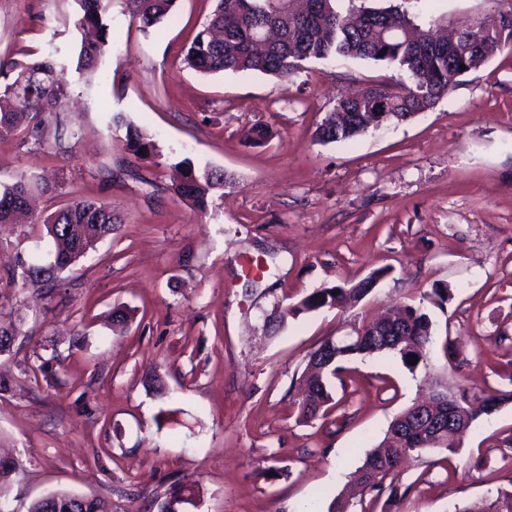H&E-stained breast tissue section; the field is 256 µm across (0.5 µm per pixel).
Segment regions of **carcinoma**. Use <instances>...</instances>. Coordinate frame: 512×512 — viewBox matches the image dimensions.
Masks as SVG:
<instances>
[{"label": "carcinoma", "instance_id": "obj_1", "mask_svg": "<svg viewBox=\"0 0 512 512\" xmlns=\"http://www.w3.org/2000/svg\"><path fill=\"white\" fill-rule=\"evenodd\" d=\"M80 13L74 20L78 30H93L96 38L82 41L76 70L91 76L98 71L108 46L107 25L103 22V0H76ZM340 0H218L216 10L187 48L183 63L200 74L227 71L260 72L276 77L290 76L310 60L360 58L396 66L405 79L395 86L373 84L359 98L336 99L329 114L314 131L321 143L353 139L376 128L378 113L387 114L385 122L402 123L419 112L433 108L448 96L457 78L481 67L496 53L512 50V10L500 23L489 27L476 20L457 35L436 39L434 22L424 26L396 7L376 8L360 3L343 11ZM177 0H125L140 28L149 32L166 18ZM222 34L212 39L207 31ZM465 69H460V65ZM59 64L44 58L27 63L0 58V136L15 133L26 121L24 140L40 142L52 127L63 122L56 105L69 88L58 77ZM129 149L141 159L158 166L162 151L158 144L140 133L128 130ZM175 167L180 178L173 192L205 213L214 194L235 185L234 177L218 167L198 168L184 159ZM58 187L42 184L28 172L0 185V224L43 226L50 238L47 256L23 260L20 271L7 273L6 283L25 289L41 290L52 297L63 271L95 250L97 244L112 236L121 219L112 215V205L76 199L65 207L36 217L30 200L36 194H50ZM383 271L376 270L362 281L348 287L315 288L296 305L298 312L324 307L348 309L357 306L376 287ZM452 299L450 288L435 286L421 293L419 304H407L406 316L399 322L383 316L358 322L360 332L347 340H324L309 355L308 374L291 404L298 418L310 421L326 418L332 408V380L338 378L345 364L357 358L384 354L407 368V357L427 363L433 344L432 321L424 312L429 303L444 309ZM500 397L466 388L448 392V382L436 387L423 404L412 402L389 423L384 437L353 473V480L370 492L397 494L398 485L386 483L414 454L438 448L450 453L458 450L453 434L469 430L480 415L496 411ZM16 470L12 459L0 458V512H7L9 486L4 481ZM192 493L189 485H175L158 512H178ZM112 503L96 496L73 491L50 492L32 503L29 512H111ZM456 512H512V494L499 493Z\"/></svg>", "mask_w": 512, "mask_h": 512}]
</instances>
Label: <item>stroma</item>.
Returning <instances> with one entry per match:
<instances>
[{"label": "stroma", "instance_id": "35a3bbf8", "mask_svg": "<svg viewBox=\"0 0 512 512\" xmlns=\"http://www.w3.org/2000/svg\"><path fill=\"white\" fill-rule=\"evenodd\" d=\"M439 27L493 17L512 0H374ZM216 0H178L143 33L109 0V48L91 81L76 71L75 0H0V58L53 55L70 87L58 110L77 129L61 141L0 136V184L30 170L57 181L41 207L111 204L122 225L61 275L51 299L0 288V321L23 334L0 359V452L12 512L70 490L112 512H157L176 483L199 494L181 512H327L389 422L425 381L506 391L494 372L512 359V52L459 77L411 121L356 139L317 142L336 99L402 79L370 60H319L278 78L201 75L183 64ZM269 128L263 144L249 130ZM168 162L234 175L236 187L197 212L169 172L136 158L128 129ZM40 229L0 230V276L43 254ZM384 278L356 307L292 314L313 289ZM445 284L427 306L428 366L384 356L348 362L328 420L291 417L288 401L310 352L355 321ZM129 319L113 330L111 313ZM47 372H33L37 359ZM397 479L406 494L365 493L353 512H452L512 493V400L481 417L457 452L428 450Z\"/></svg>", "mask_w": 512, "mask_h": 512}]
</instances>
